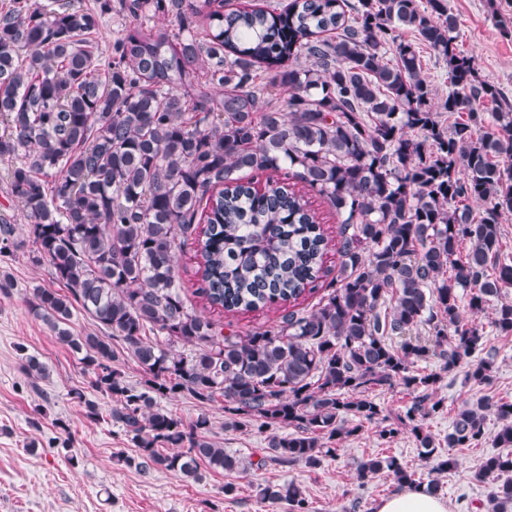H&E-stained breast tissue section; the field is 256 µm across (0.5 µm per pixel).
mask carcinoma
Wrapping results in <instances>:
<instances>
[{"label":"carcinoma","mask_w":512,"mask_h":512,"mask_svg":"<svg viewBox=\"0 0 512 512\" xmlns=\"http://www.w3.org/2000/svg\"><path fill=\"white\" fill-rule=\"evenodd\" d=\"M295 0L224 13V0H3L0 3V159L29 226L16 237L0 210V255L23 248L49 264L64 293L31 289L30 311L80 355L109 421L139 448L135 467L183 478L200 466L228 474L256 465L317 467L336 444L376 424L379 444L408 431L430 464L425 491L457 466L450 448L493 439L512 448V403L462 406L448 434L424 420L443 410L442 373L490 382L476 360L482 329L462 304L512 335V264L501 260V217L512 213V109L483 115L497 88L458 48L446 0ZM118 16L108 53L100 29ZM168 16L172 30L153 20ZM448 68L435 100L419 45ZM464 113L449 126L440 115ZM284 171L258 191L243 172ZM340 218L338 274L308 193ZM482 206L474 215L470 203ZM195 243L204 306L280 316L241 336L187 302L178 254ZM322 293L313 309L300 300ZM101 334L74 336V313ZM428 328V340L413 335ZM401 339L399 348L387 343ZM145 374L129 385L112 342ZM25 371L46 367L17 347ZM434 356L442 372L416 363ZM400 386L395 414L374 398ZM188 395L224 403V428L266 434L253 464L210 437L205 413L187 424L161 402ZM86 416L102 419L81 390ZM499 420L490 433L488 415ZM419 486L392 455L356 467ZM504 477L492 512L512 508V453L484 458L476 477ZM288 512H316L293 483L258 488Z\"/></svg>","instance_id":"obj_1"}]
</instances>
